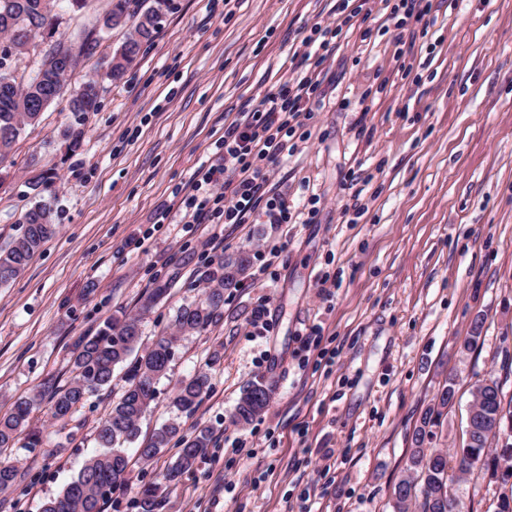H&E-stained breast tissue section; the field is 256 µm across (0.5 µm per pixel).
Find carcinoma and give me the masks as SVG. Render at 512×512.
Masks as SVG:
<instances>
[{
    "mask_svg": "<svg viewBox=\"0 0 512 512\" xmlns=\"http://www.w3.org/2000/svg\"><path fill=\"white\" fill-rule=\"evenodd\" d=\"M59 0H0V34L9 36L17 53L48 28H58L61 16L56 12ZM170 0H110L112 10L103 17V28L79 30L74 44L91 59L103 39L104 29L126 28L123 41L104 62L105 76L113 82L123 79L137 59L143 43L153 39L158 19L169 8ZM70 69L64 65L41 68L36 62L28 76L17 75L15 58L0 55V160L12 151L25 127L39 122L44 110L60 96ZM93 97L70 100L74 112H95L98 108V83L84 82ZM57 233L54 211L50 204L38 202L21 218V232L0 245V287L14 282L33 257ZM250 266V256L241 251L227 259L219 258L205 267L204 277L216 283L205 299L182 307L174 321V331L163 333L137 358L132 366L129 386L101 419L95 441L98 449L86 461L78 476L63 492L46 501L42 512H102V505L124 481L128 457L123 445L134 440L141 418L155 399L156 384L165 376L174 357L179 338L184 333L200 332L212 325L224 308V290L235 288ZM142 340L140 318L114 317L95 333L81 337L73 351V380L62 387L49 386L51 419L66 424L86 399L109 387L114 368L129 358ZM210 389V374L201 369L179 382L173 407L180 413L192 414ZM270 388L263 380L243 388L238 400L235 421L247 424L263 413L269 404ZM456 383L453 377L443 384L437 404L427 409L421 425L415 430L411 465L396 484L398 512L412 500V489L422 485L421 512H448V504L456 501L451 492L452 470L448 454L425 447L432 440L433 428L441 423L444 409L454 403ZM476 410L466 425L465 439L454 451V461L464 465L462 472L478 469L492 479L501 475L503 467L512 468V434L501 444V434L512 430V397L506 398L500 383L494 379L473 388ZM42 398L26 396L17 399L10 413L0 416V450L11 448L24 431L30 414L40 407ZM211 443L208 430L201 429L191 437L181 435L179 418L157 429L137 449L141 460H152L163 448H178L177 457L162 474L165 482L176 481L190 470ZM19 470L0 460V491L13 487ZM139 512H156V488H145L136 502Z\"/></svg>",
    "mask_w": 512,
    "mask_h": 512,
    "instance_id": "1",
    "label": "carcinoma"
}]
</instances>
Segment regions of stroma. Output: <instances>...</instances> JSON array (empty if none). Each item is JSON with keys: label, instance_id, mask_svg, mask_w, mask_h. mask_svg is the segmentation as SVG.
I'll use <instances>...</instances> for the list:
<instances>
[{"label": "stroma", "instance_id": "stroma-1", "mask_svg": "<svg viewBox=\"0 0 512 512\" xmlns=\"http://www.w3.org/2000/svg\"><path fill=\"white\" fill-rule=\"evenodd\" d=\"M335 4L170 0L120 83L101 78L120 29L68 77L70 89L101 80L98 111L71 112L61 96L0 163V244L37 201L51 203L59 224L23 276L0 288V414L70 382L76 340L109 317L140 315L146 347L170 330L207 291L197 235H216L217 255L253 256L216 323L181 336L139 422L140 446L170 419L179 381L208 370L211 389L181 425L188 436L208 429L212 445L160 488L157 512H395L414 431L447 378L456 400L432 441L444 452L464 438L477 381L497 379L512 396V0H432L424 36L371 0L370 16L336 42L305 139L265 188L295 211L320 195L312 223L256 213L194 234L167 224L147 250L125 245L213 157L226 121L305 70L302 41ZM67 130L81 136L76 151L65 149ZM36 168L53 172L39 196L27 185ZM326 273L337 286H322ZM165 281L167 297L139 314L141 297ZM477 321L478 346L462 353ZM314 327L321 345L302 351ZM325 351L337 352L334 366ZM257 380L271 385L270 403L236 424L240 393ZM126 384L117 368L64 427L33 412L41 442L22 436L8 451L23 477L0 492V512H42L77 477ZM175 455L164 449L147 465L131 457L104 512H136L143 485ZM453 489L467 512H495L508 487L474 470Z\"/></svg>", "mask_w": 512, "mask_h": 512}]
</instances>
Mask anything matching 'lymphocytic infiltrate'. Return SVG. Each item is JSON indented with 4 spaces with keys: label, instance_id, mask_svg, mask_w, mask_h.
Instances as JSON below:
<instances>
[{
    "label": "lymphocytic infiltrate",
    "instance_id": "1",
    "mask_svg": "<svg viewBox=\"0 0 512 512\" xmlns=\"http://www.w3.org/2000/svg\"><path fill=\"white\" fill-rule=\"evenodd\" d=\"M369 0H336L333 17L316 25L303 44L309 67L293 82L280 83L258 105L224 126L216 141L219 163L201 164L188 188L180 190V222L194 224L246 223L258 206H265L270 223H291L293 215L284 199L266 196L275 160L292 154L302 114L311 112L325 78L328 53L343 29L351 27Z\"/></svg>",
    "mask_w": 512,
    "mask_h": 512
}]
</instances>
